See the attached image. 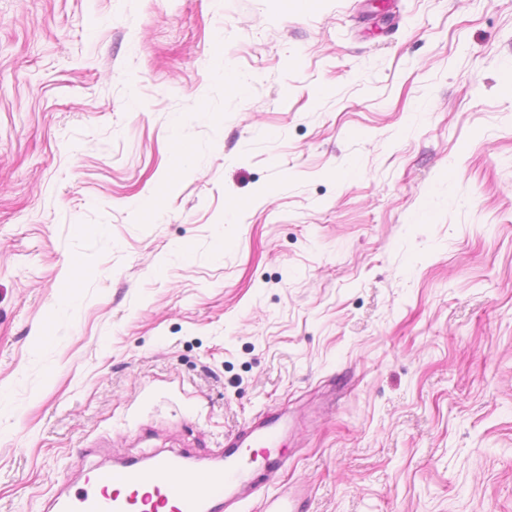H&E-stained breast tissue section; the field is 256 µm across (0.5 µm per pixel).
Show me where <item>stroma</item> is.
I'll list each match as a JSON object with an SVG mask.
<instances>
[{
  "instance_id": "1",
  "label": "stroma",
  "mask_w": 512,
  "mask_h": 512,
  "mask_svg": "<svg viewBox=\"0 0 512 512\" xmlns=\"http://www.w3.org/2000/svg\"><path fill=\"white\" fill-rule=\"evenodd\" d=\"M510 63L512 0H0V512L267 414L309 512H512Z\"/></svg>"
}]
</instances>
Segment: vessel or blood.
Masks as SVG:
<instances>
[{"mask_svg":"<svg viewBox=\"0 0 512 512\" xmlns=\"http://www.w3.org/2000/svg\"><path fill=\"white\" fill-rule=\"evenodd\" d=\"M280 430L279 417L252 420L226 442L220 465L203 471L185 466L178 453L92 467L82 487L58 497L56 512H241L248 493L259 489L255 466L272 473L283 464ZM148 484L153 492L143 493ZM265 504V512H309L296 495L275 494Z\"/></svg>","mask_w":512,"mask_h":512,"instance_id":"b4317fda","label":"vessel or blood"}]
</instances>
